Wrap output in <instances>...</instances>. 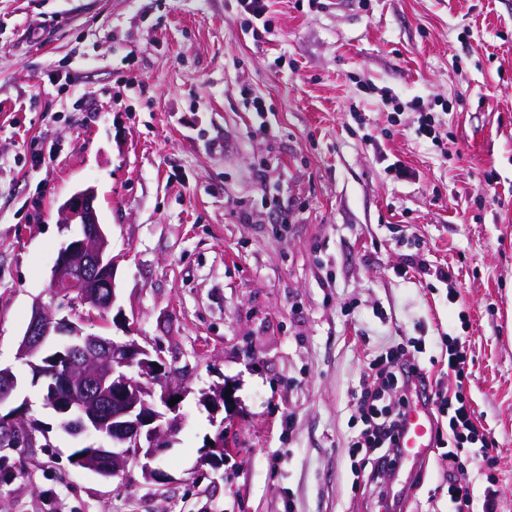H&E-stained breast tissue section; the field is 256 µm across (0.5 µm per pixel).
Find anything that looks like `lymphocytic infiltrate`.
Returning a JSON list of instances; mask_svg holds the SVG:
<instances>
[{"instance_id": "obj_1", "label": "lymphocytic infiltrate", "mask_w": 512, "mask_h": 512, "mask_svg": "<svg viewBox=\"0 0 512 512\" xmlns=\"http://www.w3.org/2000/svg\"><path fill=\"white\" fill-rule=\"evenodd\" d=\"M441 344L448 357V369L456 380L454 387L433 386L417 354L404 347L397 348L386 362L370 365L365 372L357 397L362 428L352 441L353 448L362 455L355 474L367 483L377 484L381 473L396 471L400 459L398 434L411 400L419 397L444 419L436 427L435 441L446 451L448 512H469L472 491L462 453L471 448L476 454L487 455L493 441L489 432L478 425L464 392L468 357L462 337H446Z\"/></svg>"}]
</instances>
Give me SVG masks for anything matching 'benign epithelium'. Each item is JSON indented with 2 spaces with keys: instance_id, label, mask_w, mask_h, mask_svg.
Instances as JSON below:
<instances>
[{
  "instance_id": "1",
  "label": "benign epithelium",
  "mask_w": 512,
  "mask_h": 512,
  "mask_svg": "<svg viewBox=\"0 0 512 512\" xmlns=\"http://www.w3.org/2000/svg\"><path fill=\"white\" fill-rule=\"evenodd\" d=\"M94 188L72 194L61 207L63 226L78 224L84 234L64 247L52 267L50 303L33 307L23 334L19 358L36 377L67 386L71 397L56 404L68 415L72 430L93 433L112 441V447L90 446L75 460L76 466L95 473L141 471L145 481L163 483L169 475L154 466V459L172 442L179 418L168 417L179 409L169 401L183 397L179 371L152 358L135 341L119 342L88 333L84 311L109 312L116 300L113 261L107 257L108 239L99 223ZM67 308L69 315L56 317ZM47 336L61 338L59 352L42 365V344ZM16 389L10 369H0V404Z\"/></svg>"
}]
</instances>
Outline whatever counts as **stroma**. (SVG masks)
Masks as SVG:
<instances>
[{
    "label": "stroma",
    "mask_w": 512,
    "mask_h": 512,
    "mask_svg": "<svg viewBox=\"0 0 512 512\" xmlns=\"http://www.w3.org/2000/svg\"><path fill=\"white\" fill-rule=\"evenodd\" d=\"M272 16L256 41L235 0H0V368L14 400L54 425L18 348L80 232L61 229L60 206L89 185L124 318L85 328L135 339L187 390L155 461L168 483L79 468L69 456L88 439L53 428L0 452V512H379L350 472L353 392L400 344L423 346L448 383V334L466 339L464 387L495 443L494 470L470 461L469 512L491 484L512 512V0H274ZM118 70L144 86L129 112L112 102ZM253 98L269 129L252 124ZM421 110L438 142L417 135ZM409 254L449 268L458 302L403 274ZM219 386L233 403L215 412L201 397ZM220 428L237 450L216 466L201 449ZM445 469L435 448L387 477L392 512H448Z\"/></svg>",
    "instance_id": "stroma-1"
}]
</instances>
